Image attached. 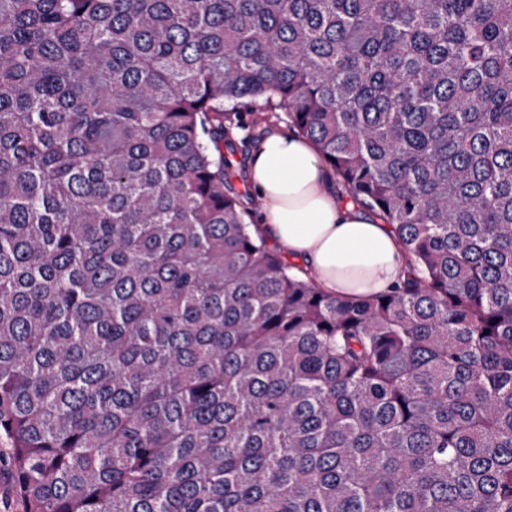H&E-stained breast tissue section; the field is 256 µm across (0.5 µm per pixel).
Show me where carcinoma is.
<instances>
[{"mask_svg":"<svg viewBox=\"0 0 512 512\" xmlns=\"http://www.w3.org/2000/svg\"><path fill=\"white\" fill-rule=\"evenodd\" d=\"M279 113L405 280L245 221ZM0 442L23 512H512V0H0Z\"/></svg>","mask_w":512,"mask_h":512,"instance_id":"1","label":"carcinoma"}]
</instances>
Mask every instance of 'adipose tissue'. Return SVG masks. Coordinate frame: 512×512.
Returning a JSON list of instances; mask_svg holds the SVG:
<instances>
[{
  "mask_svg": "<svg viewBox=\"0 0 512 512\" xmlns=\"http://www.w3.org/2000/svg\"><path fill=\"white\" fill-rule=\"evenodd\" d=\"M250 178L265 202L264 235L319 288L366 295L403 279L405 255L390 226L345 201L308 138L270 131L252 152Z\"/></svg>",
  "mask_w": 512,
  "mask_h": 512,
  "instance_id": "1",
  "label": "adipose tissue"
}]
</instances>
